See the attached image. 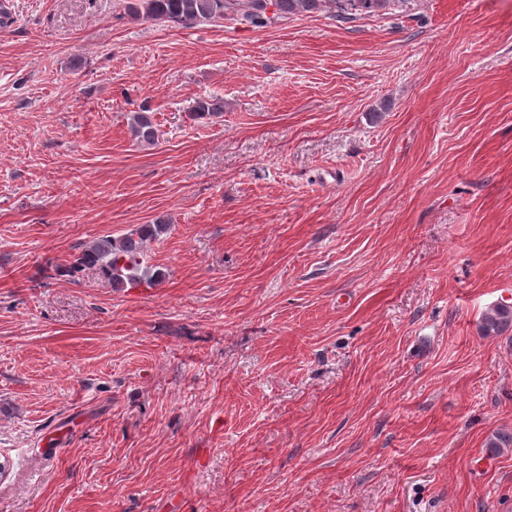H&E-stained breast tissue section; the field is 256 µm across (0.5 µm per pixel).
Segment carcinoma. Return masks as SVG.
Masks as SVG:
<instances>
[{
  "label": "carcinoma",
  "mask_w": 512,
  "mask_h": 512,
  "mask_svg": "<svg viewBox=\"0 0 512 512\" xmlns=\"http://www.w3.org/2000/svg\"><path fill=\"white\" fill-rule=\"evenodd\" d=\"M411 0H125V13L133 19H150L187 27L198 22H215L226 17L244 24L265 27L290 16L328 8L336 18L350 21L361 14H374L405 5ZM129 131L141 145L157 141L153 113L131 115ZM168 224H141L118 236L105 235L87 242L73 256L68 272L95 270L114 288L153 287L164 274L148 264L146 247L166 235ZM512 331V305L499 303L482 317L480 334L500 336ZM487 450L497 455L512 448V432L496 431L485 442Z\"/></svg>",
  "instance_id": "cac0c4a2"
}]
</instances>
